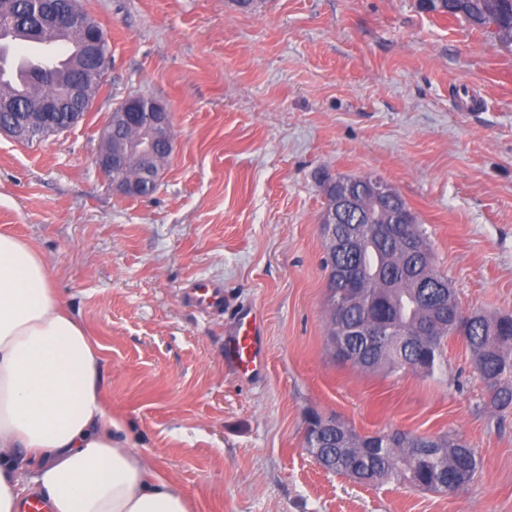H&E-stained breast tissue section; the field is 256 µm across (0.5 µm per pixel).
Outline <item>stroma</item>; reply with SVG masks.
<instances>
[{"instance_id": "stroma-1", "label": "stroma", "mask_w": 512, "mask_h": 512, "mask_svg": "<svg viewBox=\"0 0 512 512\" xmlns=\"http://www.w3.org/2000/svg\"><path fill=\"white\" fill-rule=\"evenodd\" d=\"M111 64L77 126L0 134V231L49 262L102 346L107 399L194 512H512V410L464 342L434 377L363 372L327 345L320 174L390 183L465 312L512 315V50L417 0H81ZM172 116L147 196L97 171L125 97ZM224 288V310L186 298ZM263 318L267 368L224 361L236 312ZM361 435L451 434L480 468L452 495L366 486L304 449L310 413Z\"/></svg>"}]
</instances>
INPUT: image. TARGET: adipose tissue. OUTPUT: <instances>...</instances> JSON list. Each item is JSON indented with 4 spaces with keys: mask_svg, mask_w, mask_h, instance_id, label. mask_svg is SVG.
I'll return each mask as SVG.
<instances>
[{
    "mask_svg": "<svg viewBox=\"0 0 512 512\" xmlns=\"http://www.w3.org/2000/svg\"><path fill=\"white\" fill-rule=\"evenodd\" d=\"M101 346L58 296L46 261L0 232V512H190L133 449L107 403Z\"/></svg>",
    "mask_w": 512,
    "mask_h": 512,
    "instance_id": "ef3b65f1",
    "label": "adipose tissue"
}]
</instances>
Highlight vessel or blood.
Listing matches in <instances>:
<instances>
[{"label": "vessel or blood", "mask_w": 512, "mask_h": 512, "mask_svg": "<svg viewBox=\"0 0 512 512\" xmlns=\"http://www.w3.org/2000/svg\"><path fill=\"white\" fill-rule=\"evenodd\" d=\"M72 35L63 34L41 45L35 60L52 64L72 52ZM191 302L204 309L219 312L224 308V291L217 285L200 284L188 292ZM224 358L239 375L255 377L266 367V351L256 314L248 309L236 313V326L224 338Z\"/></svg>", "instance_id": "1"}]
</instances>
